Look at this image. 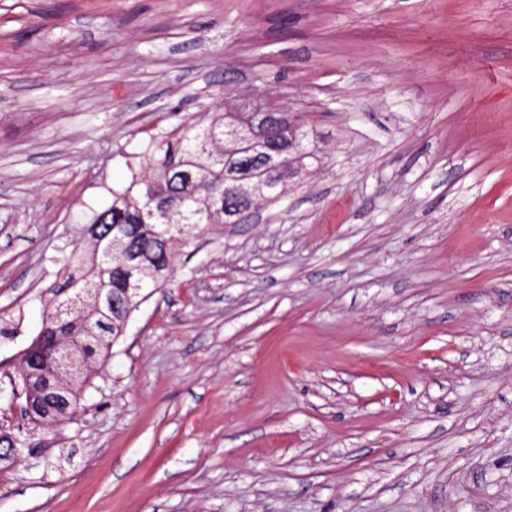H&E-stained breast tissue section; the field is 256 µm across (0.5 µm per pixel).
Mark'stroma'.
<instances>
[{"mask_svg":"<svg viewBox=\"0 0 512 512\" xmlns=\"http://www.w3.org/2000/svg\"><path fill=\"white\" fill-rule=\"evenodd\" d=\"M287 113L257 221L46 434L13 379L151 134ZM0 512H512V0H0Z\"/></svg>","mask_w":512,"mask_h":512,"instance_id":"obj_1","label":"stroma"}]
</instances>
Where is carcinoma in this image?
Segmentation results:
<instances>
[{"mask_svg": "<svg viewBox=\"0 0 512 512\" xmlns=\"http://www.w3.org/2000/svg\"><path fill=\"white\" fill-rule=\"evenodd\" d=\"M148 174L121 192L90 218L98 225L92 240V261L73 248L64 261L61 281L49 292L62 298L84 288H103L112 304L100 312L81 308L59 321L47 318L40 334L66 336L70 342L71 408H77L78 385L89 362L108 352L120 336V322L135 311L140 297L127 298L128 287L161 288L168 281L176 244L195 239L209 224V212L223 209L234 215L253 204L276 201L267 164L272 151L288 166V153L312 155L303 124L277 112H213L205 124L185 121L167 132L152 135L146 147ZM169 207L175 221L159 219L160 207ZM140 265L138 283L128 281L124 260ZM30 381L25 395L34 397L32 420L43 423L42 413L57 407L56 381L45 375L46 358L30 352L22 358Z\"/></svg>", "mask_w": 512, "mask_h": 512, "instance_id": "carcinoma-1", "label": "carcinoma"}]
</instances>
